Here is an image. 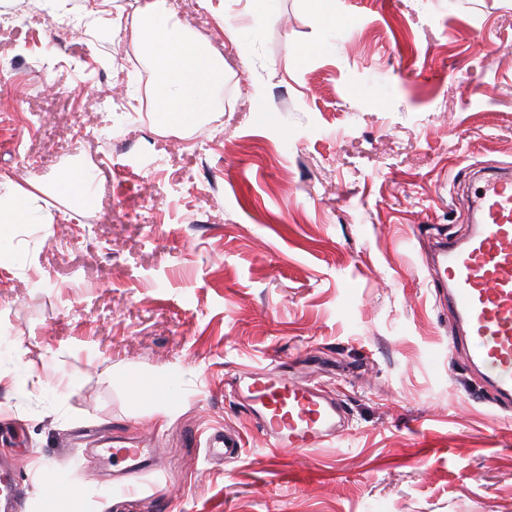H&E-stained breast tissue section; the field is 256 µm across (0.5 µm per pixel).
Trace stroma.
Here are the masks:
<instances>
[{
	"mask_svg": "<svg viewBox=\"0 0 512 512\" xmlns=\"http://www.w3.org/2000/svg\"><path fill=\"white\" fill-rule=\"evenodd\" d=\"M149 2L0 0V181L44 188L0 265L25 512H512V412L449 356L425 259L512 172V0H335L333 43L317 0H168L224 58L209 119L168 134L127 64ZM256 366L320 384L340 436L268 453L235 391ZM107 448L156 454L129 475ZM208 447L224 455V459L235 461L242 448V439L238 432L225 429L224 434L215 433L209 438Z\"/></svg>",
	"mask_w": 512,
	"mask_h": 512,
	"instance_id": "stroma-1",
	"label": "stroma"
}]
</instances>
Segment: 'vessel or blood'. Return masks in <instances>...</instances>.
Listing matches in <instances>:
<instances>
[{
	"label": "vessel or blood",
	"mask_w": 512,
	"mask_h": 512,
	"mask_svg": "<svg viewBox=\"0 0 512 512\" xmlns=\"http://www.w3.org/2000/svg\"><path fill=\"white\" fill-rule=\"evenodd\" d=\"M478 216L461 237L436 248L433 259L439 288L446 295L465 365L512 405V177L492 175L477 189ZM247 391L257 424L272 449L307 451L335 440L344 427L341 404L313 385L251 372ZM209 448L237 460L238 432L213 434ZM24 487L0 464V512H22Z\"/></svg>",
	"instance_id": "vessel-or-blood-1"
}]
</instances>
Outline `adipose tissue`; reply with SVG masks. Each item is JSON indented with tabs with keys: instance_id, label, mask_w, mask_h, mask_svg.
I'll return each instance as SVG.
<instances>
[{
	"instance_id": "ef3b65f1",
	"label": "adipose tissue",
	"mask_w": 512,
	"mask_h": 512,
	"mask_svg": "<svg viewBox=\"0 0 512 512\" xmlns=\"http://www.w3.org/2000/svg\"><path fill=\"white\" fill-rule=\"evenodd\" d=\"M131 38L153 70L160 128L191 124L211 111L210 90L224 74V61L207 45L187 40L162 0L145 9Z\"/></svg>"
}]
</instances>
